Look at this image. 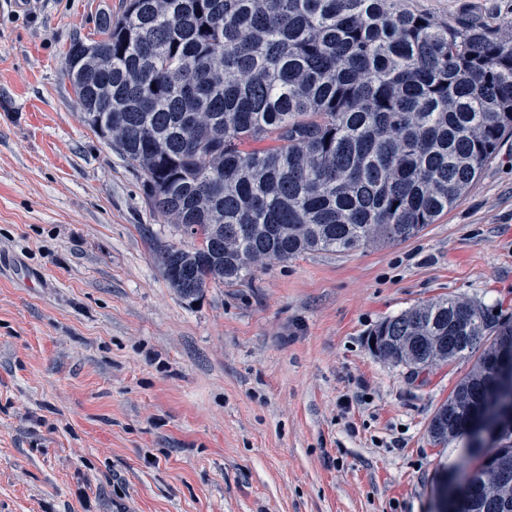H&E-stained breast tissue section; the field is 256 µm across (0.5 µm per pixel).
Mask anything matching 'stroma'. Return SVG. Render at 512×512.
<instances>
[{"mask_svg": "<svg viewBox=\"0 0 512 512\" xmlns=\"http://www.w3.org/2000/svg\"><path fill=\"white\" fill-rule=\"evenodd\" d=\"M512 28V0H406ZM123 0H0V512H437L482 453L429 425L471 364L379 356L440 298L512 317V138L401 243L308 251L183 298L191 240L85 123L64 74Z\"/></svg>", "mask_w": 512, "mask_h": 512, "instance_id": "1", "label": "stroma"}]
</instances>
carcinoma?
<instances>
[{"label":"carcinoma","mask_w":512,"mask_h":512,"mask_svg":"<svg viewBox=\"0 0 512 512\" xmlns=\"http://www.w3.org/2000/svg\"><path fill=\"white\" fill-rule=\"evenodd\" d=\"M65 73L85 121L139 167L154 209L195 240L161 254L185 297L264 260L399 243L447 213L512 135V36L441 25L401 0H125ZM447 298L385 319L379 354L418 373L474 359L429 433L464 436L512 319ZM496 490L512 512V438Z\"/></svg>","instance_id":"cac0c4a2"}]
</instances>
